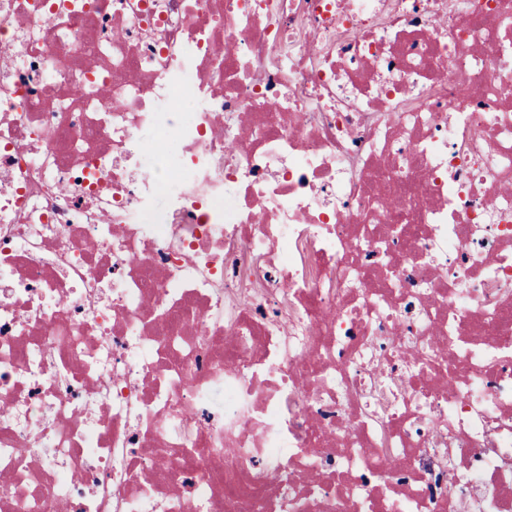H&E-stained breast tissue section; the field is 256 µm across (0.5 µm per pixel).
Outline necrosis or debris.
<instances>
[{"label":"necrosis or debris","mask_w":512,"mask_h":512,"mask_svg":"<svg viewBox=\"0 0 512 512\" xmlns=\"http://www.w3.org/2000/svg\"><path fill=\"white\" fill-rule=\"evenodd\" d=\"M0 512H512V0H0Z\"/></svg>","instance_id":"necrosis-or-debris-1"}]
</instances>
